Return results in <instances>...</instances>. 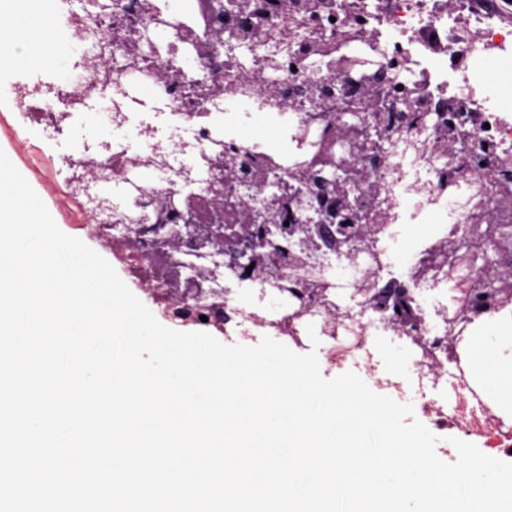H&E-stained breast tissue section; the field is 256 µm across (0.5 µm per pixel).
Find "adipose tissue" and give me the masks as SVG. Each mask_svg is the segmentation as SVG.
Wrapping results in <instances>:
<instances>
[{"instance_id":"obj_1","label":"adipose tissue","mask_w":512,"mask_h":512,"mask_svg":"<svg viewBox=\"0 0 512 512\" xmlns=\"http://www.w3.org/2000/svg\"><path fill=\"white\" fill-rule=\"evenodd\" d=\"M57 0H0V84L22 70L55 72L74 56L77 45L50 24ZM283 115L251 111L248 103L227 107L224 128L229 135L262 140L270 149L287 152L279 134ZM470 387L482 403L512 427V307L468 325L459 346Z\"/></svg>"}]
</instances>
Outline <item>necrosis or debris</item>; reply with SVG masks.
Wrapping results in <instances>:
<instances>
[{"label": "necrosis or debris", "mask_w": 512, "mask_h": 512, "mask_svg": "<svg viewBox=\"0 0 512 512\" xmlns=\"http://www.w3.org/2000/svg\"><path fill=\"white\" fill-rule=\"evenodd\" d=\"M52 24L83 54L48 88L16 85L27 108L8 131L43 132L35 174L62 219L170 319L312 326L330 360L394 336L435 386L457 327L512 301V114L473 71L512 55V0H188L177 19L163 0H60ZM135 83L157 87L156 111H134ZM101 100L97 145L63 147ZM235 101L286 115L291 154L225 134L217 112ZM433 213L445 222L392 260L395 225ZM243 284L278 312L239 308ZM463 389L427 400L433 429L512 450Z\"/></svg>", "instance_id": "obj_1"}]
</instances>
